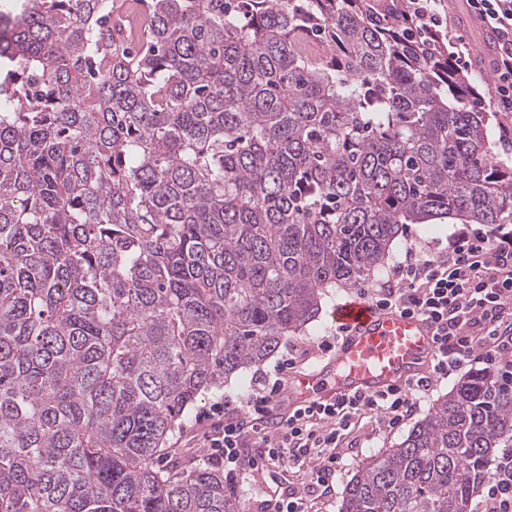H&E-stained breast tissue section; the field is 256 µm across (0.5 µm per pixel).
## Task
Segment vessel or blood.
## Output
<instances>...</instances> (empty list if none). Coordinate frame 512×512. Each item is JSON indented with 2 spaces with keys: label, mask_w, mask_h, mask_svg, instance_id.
<instances>
[{
  "label": "vessel or blood",
  "mask_w": 512,
  "mask_h": 512,
  "mask_svg": "<svg viewBox=\"0 0 512 512\" xmlns=\"http://www.w3.org/2000/svg\"><path fill=\"white\" fill-rule=\"evenodd\" d=\"M333 319L346 327L344 341L331 362L291 379L289 408L385 391L421 374L434 352L433 328L427 321L377 310L357 296L337 305Z\"/></svg>",
  "instance_id": "vessel-or-blood-1"
}]
</instances>
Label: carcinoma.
I'll return each instance as SVG.
<instances>
[{
    "mask_svg": "<svg viewBox=\"0 0 512 512\" xmlns=\"http://www.w3.org/2000/svg\"><path fill=\"white\" fill-rule=\"evenodd\" d=\"M116 2L0 0V512H240L181 417L404 225L512 224V165L403 0ZM508 440L472 373L340 512H470Z\"/></svg>",
    "mask_w": 512,
    "mask_h": 512,
    "instance_id": "1",
    "label": "carcinoma"
}]
</instances>
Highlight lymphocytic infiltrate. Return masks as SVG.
I'll return each instance as SVG.
<instances>
[{
    "mask_svg": "<svg viewBox=\"0 0 512 512\" xmlns=\"http://www.w3.org/2000/svg\"><path fill=\"white\" fill-rule=\"evenodd\" d=\"M440 0H404L432 39H447L459 72L471 67L462 37L444 35ZM472 14L494 34L495 107L512 112V0H466ZM379 310L395 309L429 320L436 349L429 373L374 394L296 408L284 421L272 419L284 374L304 352L289 344L284 359L256 378L244 401L246 413L228 409L224 427L208 441L209 459L227 478L281 484L285 473L300 479L268 500L264 512H315L333 487L363 419L377 431L391 430L413 415L437 379L471 373L474 360L495 369L512 385V230L486 231L466 224L448 241L405 246L387 276L358 291ZM259 453L244 456L243 448ZM479 512H512V448L494 461L483 484Z\"/></svg>",
    "mask_w": 512,
    "mask_h": 512,
    "instance_id": "obj_1",
    "label": "lymphocytic infiltrate"
}]
</instances>
